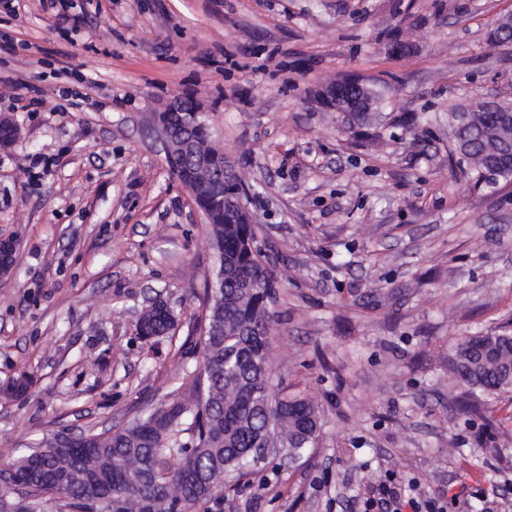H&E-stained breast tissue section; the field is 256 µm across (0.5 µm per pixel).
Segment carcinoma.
<instances>
[{"instance_id":"carcinoma-1","label":"carcinoma","mask_w":512,"mask_h":512,"mask_svg":"<svg viewBox=\"0 0 512 512\" xmlns=\"http://www.w3.org/2000/svg\"><path fill=\"white\" fill-rule=\"evenodd\" d=\"M471 137L478 148L458 152L468 166L492 183L512 179V165L492 170L484 163L485 128ZM212 241L224 247V291L206 292L198 346L202 365L193 375L195 408L177 391L166 402L123 427L90 433L85 445L49 447L40 440L13 457L5 469L11 485L38 497L56 494L75 512H191L215 499L224 475L255 461L262 444L277 437L290 456L303 452L319 425L316 405L303 395L279 396L269 382V339L254 328L269 320L265 279L247 243L251 224H211ZM167 329V315L150 312L138 329ZM448 377L465 391L456 403L460 415L483 417L481 398H512V336L480 332L448 351Z\"/></svg>"}]
</instances>
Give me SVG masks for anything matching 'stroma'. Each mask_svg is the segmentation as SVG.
Returning <instances> with one entry per match:
<instances>
[{
	"label": "stroma",
	"instance_id": "35a3bbf8",
	"mask_svg": "<svg viewBox=\"0 0 512 512\" xmlns=\"http://www.w3.org/2000/svg\"><path fill=\"white\" fill-rule=\"evenodd\" d=\"M512 0H0V464L63 429L102 432L155 408L198 368L208 226L150 125L167 102L204 109L252 187L283 288L268 327L274 389L319 409L306 454L225 478L211 512H357L380 481L448 512H512V400L464 423L448 349L512 332V180L452 161L451 115L512 103V52L491 44ZM405 52H397V45ZM379 91L348 124L325 82ZM39 87L30 112L12 83ZM85 93L61 111L59 88ZM162 295L180 319L146 341Z\"/></svg>",
	"mask_w": 512,
	"mask_h": 512
}]
</instances>
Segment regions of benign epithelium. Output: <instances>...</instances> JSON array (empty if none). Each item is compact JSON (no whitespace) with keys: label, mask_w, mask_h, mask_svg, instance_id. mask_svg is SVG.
Returning <instances> with one entry per match:
<instances>
[{"label":"benign epithelium","mask_w":512,"mask_h":512,"mask_svg":"<svg viewBox=\"0 0 512 512\" xmlns=\"http://www.w3.org/2000/svg\"><path fill=\"white\" fill-rule=\"evenodd\" d=\"M317 102L342 116L363 121L372 111L370 86L359 78H346L323 86ZM488 110L503 116L487 127L494 155L512 153V105L493 103ZM208 125L200 107L185 99L171 102L154 120L157 142L164 159L178 182L191 196L205 222L212 223L208 200L219 190L214 175H220L221 184L233 189L224 195L226 224H255L257 219L247 206L250 190L238 179L235 163L224 152L215 148L209 136L203 134ZM17 244L10 238H0V277H7L14 266Z\"/></svg>","instance_id":"obj_1"}]
</instances>
